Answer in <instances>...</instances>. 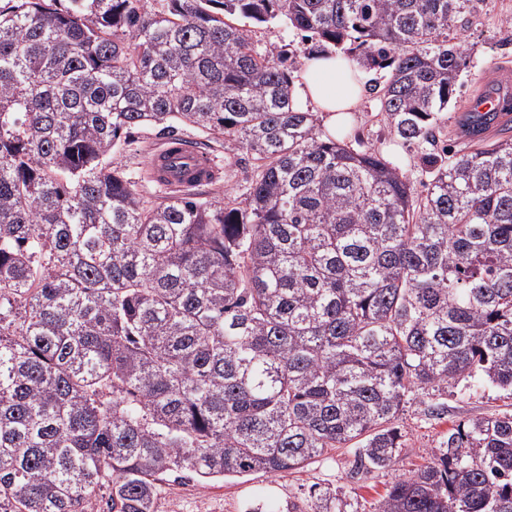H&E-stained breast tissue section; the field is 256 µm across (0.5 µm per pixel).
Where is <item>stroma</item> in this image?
<instances>
[{
  "mask_svg": "<svg viewBox=\"0 0 512 512\" xmlns=\"http://www.w3.org/2000/svg\"><path fill=\"white\" fill-rule=\"evenodd\" d=\"M512 0H474L468 18H454L449 36H463L468 53L467 66L459 76L457 97L442 115L439 139L452 149L469 150L470 138L460 119L477 98L490 87L512 91ZM253 43L258 51L270 56L285 55L293 63L292 78H299L311 48L303 32L282 24L256 28ZM363 78L372 91L355 115L349 141L355 149H374L407 173L416 193H425L427 180L421 173L422 158L429 153L426 144H405L390 135L380 101L373 88L385 81L382 71L365 70ZM161 144L156 129L135 130L129 144L116 154L118 164L132 170H146ZM221 168L217 190L240 195L256 167L252 155L231 146L216 145ZM439 394L427 395L425 401L412 400L399 414V424L406 433V447L393 469L368 476L352 472L353 458L347 449L328 451L303 470L270 476L261 472L242 477L201 483L192 477L164 476L159 483L157 512H309L319 493L330 492L343 500L346 512H374L395 476L408 475L429 462L439 439L452 424L476 416L511 412L512 398L503 392L466 378L449 387L448 412L442 418L427 416L428 403L439 401Z\"/></svg>",
  "mask_w": 512,
  "mask_h": 512,
  "instance_id": "1",
  "label": "stroma"
}]
</instances>
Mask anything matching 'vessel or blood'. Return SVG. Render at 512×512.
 Segmentation results:
<instances>
[{
    "label": "vessel or blood",
    "instance_id": "b4317fda",
    "mask_svg": "<svg viewBox=\"0 0 512 512\" xmlns=\"http://www.w3.org/2000/svg\"><path fill=\"white\" fill-rule=\"evenodd\" d=\"M152 179L163 186L182 188L205 184L216 174L213 163L188 149L159 148L150 162Z\"/></svg>",
    "mask_w": 512,
    "mask_h": 512
}]
</instances>
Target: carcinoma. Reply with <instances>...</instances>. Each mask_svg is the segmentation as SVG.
<instances>
[{
  "instance_id": "cac0c4a2",
  "label": "carcinoma",
  "mask_w": 512,
  "mask_h": 512,
  "mask_svg": "<svg viewBox=\"0 0 512 512\" xmlns=\"http://www.w3.org/2000/svg\"><path fill=\"white\" fill-rule=\"evenodd\" d=\"M0 0V512H155L161 477L393 468L398 412L512 396V142L423 159L426 194L294 106L273 22L388 72L390 132L437 145L472 0ZM193 127L260 161L245 197L155 203L113 155ZM376 512H512V412L448 429Z\"/></svg>"
}]
</instances>
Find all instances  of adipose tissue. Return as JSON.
<instances>
[{"mask_svg": "<svg viewBox=\"0 0 512 512\" xmlns=\"http://www.w3.org/2000/svg\"><path fill=\"white\" fill-rule=\"evenodd\" d=\"M295 93L310 104L328 129L348 127L359 111L365 90L353 61L331 54L306 59Z\"/></svg>", "mask_w": 512, "mask_h": 512, "instance_id": "ef3b65f1", "label": "adipose tissue"}]
</instances>
